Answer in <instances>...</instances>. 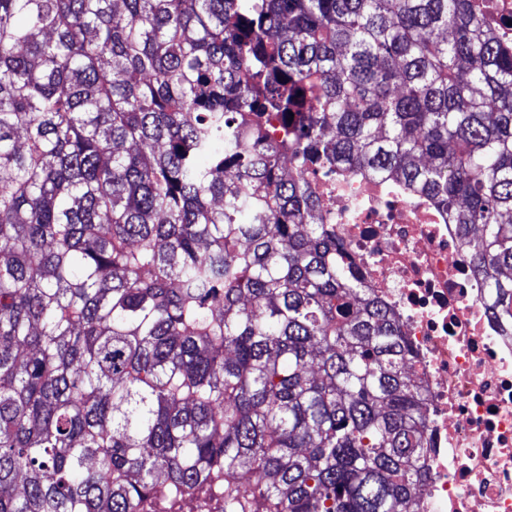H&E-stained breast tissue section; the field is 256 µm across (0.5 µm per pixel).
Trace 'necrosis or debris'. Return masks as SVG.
<instances>
[{"instance_id": "1", "label": "necrosis or debris", "mask_w": 512, "mask_h": 512, "mask_svg": "<svg viewBox=\"0 0 512 512\" xmlns=\"http://www.w3.org/2000/svg\"><path fill=\"white\" fill-rule=\"evenodd\" d=\"M316 188L359 278L396 313L425 396L420 512H512V334L455 225L359 175Z\"/></svg>"}]
</instances>
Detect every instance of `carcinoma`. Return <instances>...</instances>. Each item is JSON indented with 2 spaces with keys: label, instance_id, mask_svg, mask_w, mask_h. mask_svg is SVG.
Instances as JSON below:
<instances>
[{
  "label": "carcinoma",
  "instance_id": "carcinoma-1",
  "mask_svg": "<svg viewBox=\"0 0 512 512\" xmlns=\"http://www.w3.org/2000/svg\"><path fill=\"white\" fill-rule=\"evenodd\" d=\"M338 173L458 225L512 327V46L474 0H0V512H418Z\"/></svg>",
  "mask_w": 512,
  "mask_h": 512
}]
</instances>
